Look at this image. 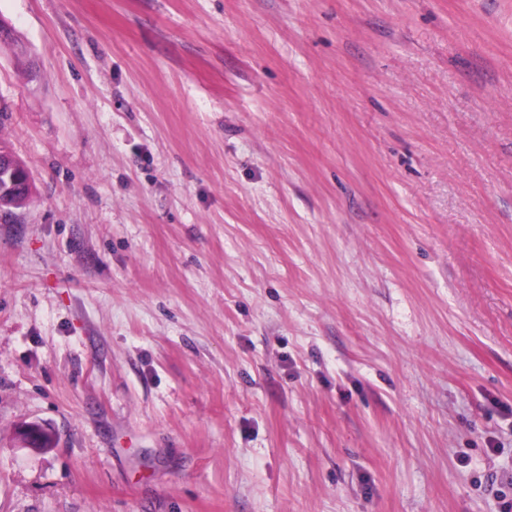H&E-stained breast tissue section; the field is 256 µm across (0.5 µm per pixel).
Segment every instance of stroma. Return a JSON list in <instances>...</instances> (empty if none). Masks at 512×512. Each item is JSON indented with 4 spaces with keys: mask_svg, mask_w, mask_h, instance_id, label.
<instances>
[{
    "mask_svg": "<svg viewBox=\"0 0 512 512\" xmlns=\"http://www.w3.org/2000/svg\"><path fill=\"white\" fill-rule=\"evenodd\" d=\"M0 21V512H504L512 0ZM2 170V174H1ZM1 177L4 179L1 184L0 180V195L2 192L10 193V194H18L24 192L29 187L31 181L26 180L24 178L19 177L17 174L13 172V168L9 167L7 161L0 162V179ZM29 192L25 195H12L0 196V220L5 224L14 222L16 218V213L13 209L18 208L23 201L28 197Z\"/></svg>",
    "mask_w": 512,
    "mask_h": 512,
    "instance_id": "1",
    "label": "stroma"
}]
</instances>
